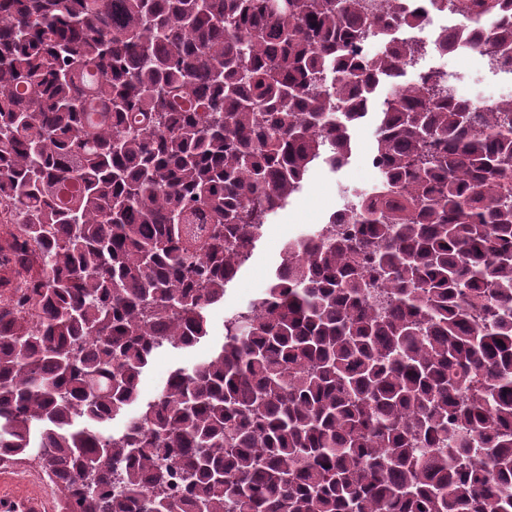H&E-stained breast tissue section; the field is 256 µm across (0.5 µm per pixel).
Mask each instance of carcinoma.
I'll use <instances>...</instances> for the list:
<instances>
[{
    "label": "carcinoma",
    "mask_w": 512,
    "mask_h": 512,
    "mask_svg": "<svg viewBox=\"0 0 512 512\" xmlns=\"http://www.w3.org/2000/svg\"><path fill=\"white\" fill-rule=\"evenodd\" d=\"M433 48L512 62V0ZM367 0H0V463L58 512H512V98L484 105ZM388 87L372 191L288 243L170 370L311 167ZM39 272L28 274L32 261ZM123 420L112 429V421Z\"/></svg>",
    "instance_id": "carcinoma-1"
}]
</instances>
